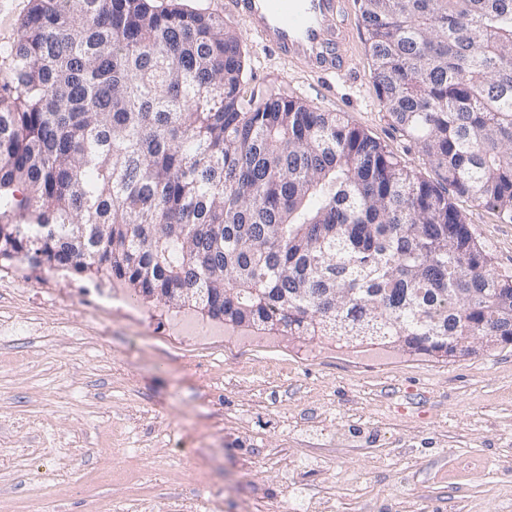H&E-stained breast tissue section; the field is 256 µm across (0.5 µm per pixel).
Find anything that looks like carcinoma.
<instances>
[{"label":"carcinoma","mask_w":512,"mask_h":512,"mask_svg":"<svg viewBox=\"0 0 512 512\" xmlns=\"http://www.w3.org/2000/svg\"><path fill=\"white\" fill-rule=\"evenodd\" d=\"M360 3L380 106L434 181L342 113L251 88L220 16L32 0L0 48V263L139 299L206 288L211 319L340 348H512V274L448 195L512 223V0Z\"/></svg>","instance_id":"1"}]
</instances>
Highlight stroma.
<instances>
[{"label": "stroma", "mask_w": 512, "mask_h": 512, "mask_svg": "<svg viewBox=\"0 0 512 512\" xmlns=\"http://www.w3.org/2000/svg\"><path fill=\"white\" fill-rule=\"evenodd\" d=\"M341 78L321 80L237 32L252 86L344 113L425 179L434 172L381 109L357 0ZM458 207L512 274V224ZM0 267V512H512V348L449 362L355 353L251 330L187 342L150 332L164 303L114 317L48 301Z\"/></svg>", "instance_id": "obj_1"}]
</instances>
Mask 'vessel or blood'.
I'll return each instance as SVG.
<instances>
[{
	"instance_id": "obj_1",
	"label": "vessel or blood",
	"mask_w": 512,
	"mask_h": 512,
	"mask_svg": "<svg viewBox=\"0 0 512 512\" xmlns=\"http://www.w3.org/2000/svg\"><path fill=\"white\" fill-rule=\"evenodd\" d=\"M346 11V0H232L233 14L263 46L319 76L341 75L352 63Z\"/></svg>"
}]
</instances>
